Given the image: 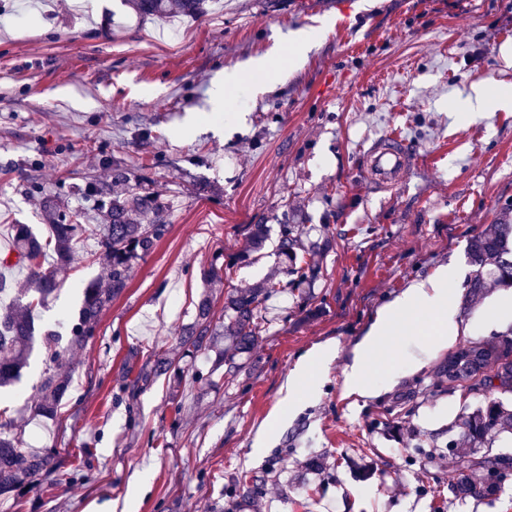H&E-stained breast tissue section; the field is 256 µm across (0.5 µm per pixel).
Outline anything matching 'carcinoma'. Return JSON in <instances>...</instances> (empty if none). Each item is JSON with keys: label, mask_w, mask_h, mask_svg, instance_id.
Masks as SVG:
<instances>
[{"label": "carcinoma", "mask_w": 512, "mask_h": 512, "mask_svg": "<svg viewBox=\"0 0 512 512\" xmlns=\"http://www.w3.org/2000/svg\"><path fill=\"white\" fill-rule=\"evenodd\" d=\"M144 20L166 21L175 17L197 16L205 12L207 0H127ZM124 185L120 193L112 185ZM89 192L108 199L102 224H68L67 215L53 197L43 199L42 207L50 220L49 235L38 239L25 225L18 228L13 250L18 261L27 263L29 280L35 288L13 289L12 304L0 310V392H10L20 380L21 370L35 347L41 342L45 368L31 404L33 415L56 417L58 407L70 387V379L59 372L65 353L78 348L93 337L103 310L127 288L132 261L151 252L167 232L165 206L159 197L130 183L127 169L119 162L112 166V183H96ZM94 231L101 238L105 261L104 281L94 282L84 289V301L77 322L68 340L50 329L43 331L35 324L33 312L53 295L56 278L43 270L41 258L45 251L55 253L59 269L65 270L73 260L78 233ZM267 240L264 224L248 228L247 249L259 250ZM299 246L294 227L282 224L276 244L278 256L289 262L285 275L289 280H269L257 288L245 291L230 289L224 298V350L220 363L226 366L224 375L233 377L240 370L235 357L251 351L263 332L262 303L288 286L300 287L314 274L315 267L298 257ZM467 257L475 270L466 284L467 298L478 296L487 281L512 287V224H491L473 236L467 245ZM212 300L204 296L198 303L195 321L183 330L181 345L187 354L211 347V337L217 335L213 324ZM512 346V330L497 333L480 343L484 355L496 361L493 373L482 379L487 391L484 402L462 419L460 446L452 449L455 467L451 486L462 498L483 500L500 489L495 478L498 468L512 462L501 457L490 465L475 456V449L486 440L502 433H512V358H504L501 350ZM56 472L55 455L50 450L28 452L18 447L14 419L7 410L0 411V496L18 495L48 479Z\"/></svg>", "instance_id": "carcinoma-1"}]
</instances>
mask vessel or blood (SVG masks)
I'll return each mask as SVG.
<instances>
[{
  "instance_id": "1",
  "label": "vessel or blood",
  "mask_w": 512,
  "mask_h": 512,
  "mask_svg": "<svg viewBox=\"0 0 512 512\" xmlns=\"http://www.w3.org/2000/svg\"><path fill=\"white\" fill-rule=\"evenodd\" d=\"M416 163V153L399 133L389 132L375 140L365 153L364 174L379 191L398 187Z\"/></svg>"
}]
</instances>
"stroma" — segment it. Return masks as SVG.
Instances as JSON below:
<instances>
[{
    "label": "stroma",
    "instance_id": "stroma-1",
    "mask_svg": "<svg viewBox=\"0 0 512 512\" xmlns=\"http://www.w3.org/2000/svg\"><path fill=\"white\" fill-rule=\"evenodd\" d=\"M186 39L170 43L173 29ZM321 43L275 88L245 77L213 134L216 74L275 51L286 36ZM512 0H209L207 12L143 21L125 0H0V257L13 227L45 235L42 194L85 223L101 221L91 182L126 164L161 195L168 231L135 260L124 292L94 336L73 350L71 387L58 419L32 417L44 367L33 353L6 401L20 445L55 451L59 480L0 497V512H512V478L483 501L456 497L448 443L484 392L438 384L445 347L421 368L406 349L428 341L420 314L372 369L380 392L346 395L345 369L378 311L410 283L453 268L456 347L512 328V289L487 284L472 303L466 249L487 225L512 224V108L458 124L451 103L473 86L512 89ZM400 130L418 160L395 190L373 192L364 153ZM291 223L317 277L307 293L273 295L265 330L227 378L213 352L167 376L131 384L149 353L177 356L202 294L224 314L229 288L281 278L273 249ZM268 227L263 250L207 285L202 272L244 246L249 225ZM39 323L66 332L85 287L104 275L96 236L75 244ZM322 344L337 354L315 396L283 401L297 362ZM149 470L147 487L135 479Z\"/></svg>",
    "mask_w": 512,
    "mask_h": 512
}]
</instances>
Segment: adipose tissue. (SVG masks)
<instances>
[{"label":"adipose tissue","mask_w":512,"mask_h":512,"mask_svg":"<svg viewBox=\"0 0 512 512\" xmlns=\"http://www.w3.org/2000/svg\"><path fill=\"white\" fill-rule=\"evenodd\" d=\"M452 279L447 268H439L433 276L408 285L380 309L367 335L359 342L352 364L346 369L345 387L349 393L361 397L377 394L378 389L369 375L371 359L386 336L398 330L412 331L413 313L425 311L433 315L438 328V344L446 346L455 341L460 325L448 297Z\"/></svg>","instance_id":"adipose-tissue-1"}]
</instances>
